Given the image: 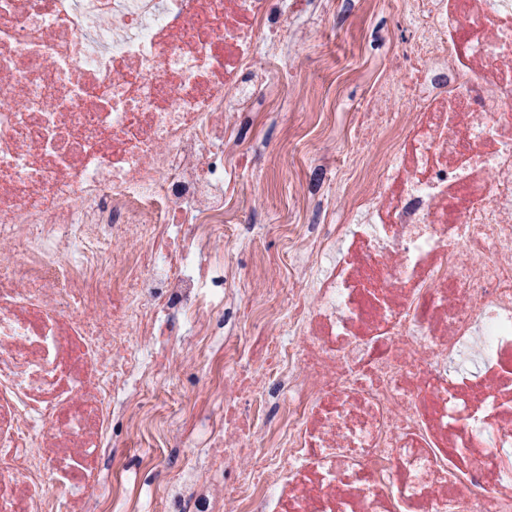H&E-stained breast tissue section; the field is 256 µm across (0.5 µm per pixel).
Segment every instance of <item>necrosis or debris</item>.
Segmentation results:
<instances>
[{"mask_svg": "<svg viewBox=\"0 0 512 512\" xmlns=\"http://www.w3.org/2000/svg\"><path fill=\"white\" fill-rule=\"evenodd\" d=\"M389 10L412 111L364 97L346 224L289 198L280 253L244 224L240 129L282 88L336 98L303 36ZM251 253L254 288L225 247ZM204 364L193 402L157 385ZM121 418L166 512H512V0H0V512H125Z\"/></svg>", "mask_w": 512, "mask_h": 512, "instance_id": "obj_1", "label": "necrosis or debris"}]
</instances>
